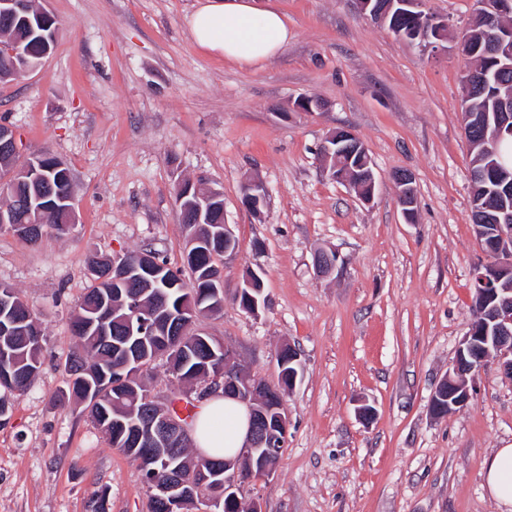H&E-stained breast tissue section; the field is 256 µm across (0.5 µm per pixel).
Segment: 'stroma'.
Segmentation results:
<instances>
[{"instance_id":"stroma-1","label":"stroma","mask_w":512,"mask_h":512,"mask_svg":"<svg viewBox=\"0 0 512 512\" xmlns=\"http://www.w3.org/2000/svg\"><path fill=\"white\" fill-rule=\"evenodd\" d=\"M59 27L53 53L0 83V124L19 162L48 153L73 178L75 231L29 246L0 233V283L16 289L43 333L39 377L8 393L0 424V512H149L136 463L111 448L81 407L55 402L76 353L71 317L92 276L89 254L151 250L184 264L175 189L188 179L224 193L238 240L220 258L224 310L198 328L240 363L278 382L277 350L300 353L284 397L288 441L275 474L244 485L263 512H512L484 487L483 463L512 446V379L496 361L475 375L470 405L433 415L430 399L476 320L470 157L458 49L474 0H425L446 20L435 51L402 41L352 0H256L278 11L288 41L268 61L238 65L201 50L187 18L198 0H38ZM314 95L321 112L297 100ZM365 144L378 176L373 203L323 168L334 128ZM418 196L406 220L392 174ZM251 178L260 212L242 202ZM343 264L319 275L316 253ZM263 280L259 316L237 300L246 271ZM369 404L374 415L355 413Z\"/></svg>"}]
</instances>
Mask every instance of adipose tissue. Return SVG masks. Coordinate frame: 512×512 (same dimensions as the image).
Masks as SVG:
<instances>
[{"label": "adipose tissue", "instance_id": "adipose-tissue-1", "mask_svg": "<svg viewBox=\"0 0 512 512\" xmlns=\"http://www.w3.org/2000/svg\"><path fill=\"white\" fill-rule=\"evenodd\" d=\"M187 24L198 47L241 65L272 58L288 40L282 16L248 0H204ZM249 430L246 407L221 395L203 404L193 423L198 448L212 457L234 456ZM484 479L493 499L512 505V448L497 449L486 459Z\"/></svg>", "mask_w": 512, "mask_h": 512}]
</instances>
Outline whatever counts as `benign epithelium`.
Segmentation results:
<instances>
[{
  "label": "benign epithelium",
  "mask_w": 512,
  "mask_h": 512,
  "mask_svg": "<svg viewBox=\"0 0 512 512\" xmlns=\"http://www.w3.org/2000/svg\"><path fill=\"white\" fill-rule=\"evenodd\" d=\"M424 0H353L357 11L368 16L376 24L387 28L397 38L424 48H434L445 40L448 23L423 10ZM512 15V0H482L474 24L461 42L462 53L471 56L483 51L497 62L512 60V25L506 18ZM0 16L17 22L18 26L38 34L34 47L23 48L16 42L7 49L11 58L18 60L9 70L12 76L24 75L37 67L53 51L57 34L55 19L43 8H33L32 0H0ZM398 16L412 19L407 29L395 25ZM495 133L498 139L512 137V110L504 109L495 113ZM493 141H474L470 149H478L482 160L470 169L472 199L479 204L483 200L485 184L493 180L505 190L512 184L498 170L499 164L490 162L494 156ZM19 153L15 132L9 126L0 125V155L12 157ZM326 173L355 191L362 202L370 203L376 191V176L368 150L357 135L349 129L332 130L320 147ZM31 175L29 169L11 172L0 180V192L12 199L18 197L20 184ZM397 188V203L408 222H413V209L418 207L413 195L414 178L407 171H398L393 176ZM182 198L194 196L204 203L224 198L220 190L200 191L190 182L181 183ZM266 189L262 182L249 180L243 187V202L253 210H259L264 203ZM496 231L489 233L484 224L474 225L477 240L486 246V261L474 270L473 280L480 285V297L476 306L478 319L469 333L459 342L451 368L445 374L432 394L430 408L440 416L447 410L461 408L472 400V387L467 376L477 372L487 361L493 359L512 379V230L504 232L502 227L512 223V212L503 206L497 209ZM18 217L13 203L0 208V230L13 233L18 228ZM339 260L336 250L329 248L316 258V270L327 276L336 270ZM154 254L141 255L140 265L128 271L125 277L137 279L153 273ZM262 281L259 274L251 272L244 280L238 297L243 299L242 309L257 316L259 308L265 306L261 298ZM128 319L139 318L140 331H145L148 322L141 315L155 318L160 312L146 310L137 296H130ZM279 367L292 366L288 370V390H293L301 374L300 355L293 347L281 348L277 355ZM222 393L231 394L243 404L251 417V431L247 442L237 458L224 461V469H214L209 490L200 497L207 512H216L214 505L239 500L240 474L250 470V481L261 482L269 479L276 468L275 457L278 447L288 435V413L280 393L271 385L254 379L237 361L235 350L224 347V367L211 375L206 382L194 384L189 389H178L169 400L187 395L196 405ZM144 401L159 405L160 412L149 414L141 420L139 428L156 444L166 443L173 436L181 443H193L190 428L166 412V406L158 404L151 391L144 392Z\"/></svg>",
  "instance_id": "7a95c632"
}]
</instances>
